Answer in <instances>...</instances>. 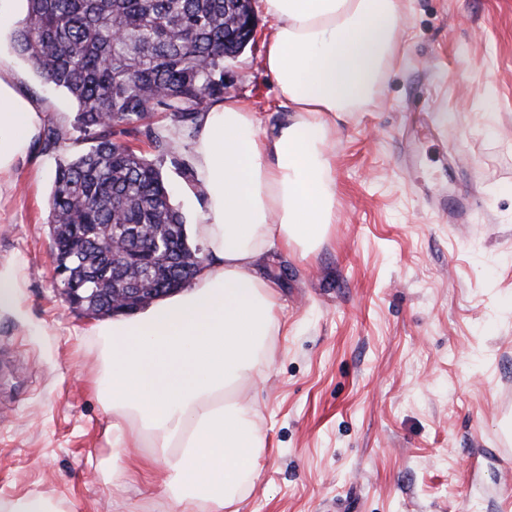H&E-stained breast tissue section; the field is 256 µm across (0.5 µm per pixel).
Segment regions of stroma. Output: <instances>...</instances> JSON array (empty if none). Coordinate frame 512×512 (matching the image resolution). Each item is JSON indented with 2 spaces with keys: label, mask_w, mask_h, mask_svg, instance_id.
Returning <instances> with one entry per match:
<instances>
[{
  "label": "stroma",
  "mask_w": 512,
  "mask_h": 512,
  "mask_svg": "<svg viewBox=\"0 0 512 512\" xmlns=\"http://www.w3.org/2000/svg\"><path fill=\"white\" fill-rule=\"evenodd\" d=\"M0 69L68 138L72 101L13 52ZM269 30L224 66L227 94L282 122L262 68ZM398 62L338 118L336 222L312 252L268 257L282 328L249 382L265 448L224 512H512V0H403ZM55 157L30 149L0 186V504L44 493L71 512H168L161 471L103 481L110 418L93 392L95 316L57 286ZM187 224L204 207L160 167ZM471 197L458 217L443 197Z\"/></svg>",
  "instance_id": "obj_1"
}]
</instances>
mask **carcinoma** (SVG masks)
<instances>
[{
  "label": "carcinoma",
  "instance_id": "obj_1",
  "mask_svg": "<svg viewBox=\"0 0 512 512\" xmlns=\"http://www.w3.org/2000/svg\"><path fill=\"white\" fill-rule=\"evenodd\" d=\"M245 9L240 0H27L14 51L76 105L73 145L50 127L40 146L58 155L48 201L56 268L88 289L91 314L110 315L112 283L135 274L127 256L158 230L181 259L185 220L157 162L170 159L206 193L193 167L173 156L172 135L140 122L163 109L186 128L224 98V63L241 53L224 40V25ZM140 135L154 159L128 144ZM76 234L83 239L68 246ZM114 240L122 250H112Z\"/></svg>",
  "mask_w": 512,
  "mask_h": 512
}]
</instances>
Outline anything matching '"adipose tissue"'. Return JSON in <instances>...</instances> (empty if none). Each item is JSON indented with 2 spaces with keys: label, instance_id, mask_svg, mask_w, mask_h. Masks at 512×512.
<instances>
[{
  "label": "adipose tissue",
  "instance_id": "obj_1",
  "mask_svg": "<svg viewBox=\"0 0 512 512\" xmlns=\"http://www.w3.org/2000/svg\"><path fill=\"white\" fill-rule=\"evenodd\" d=\"M263 67L288 110L272 132L229 96L202 112L192 164L206 188L195 280L131 316L93 325L107 344L98 400L112 415L105 479L164 467L172 512H224L264 450L242 390L281 328L266 254L320 243L335 218L326 133L395 60L399 0H259ZM42 112L0 74V177L27 155Z\"/></svg>",
  "mask_w": 512,
  "mask_h": 512
}]
</instances>
